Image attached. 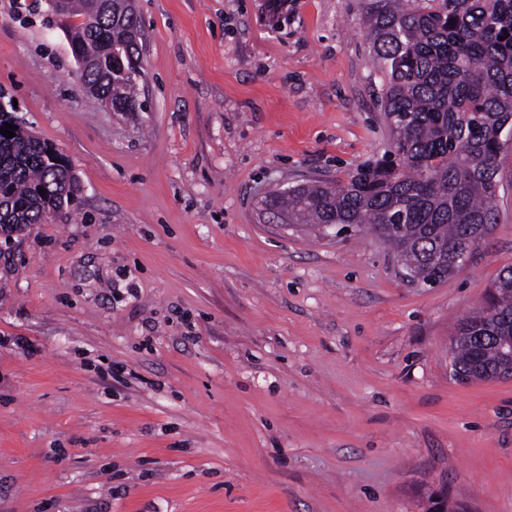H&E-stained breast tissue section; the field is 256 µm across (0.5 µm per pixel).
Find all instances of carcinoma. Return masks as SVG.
Returning <instances> with one entry per match:
<instances>
[{"label":"carcinoma","instance_id":"carcinoma-1","mask_svg":"<svg viewBox=\"0 0 512 512\" xmlns=\"http://www.w3.org/2000/svg\"><path fill=\"white\" fill-rule=\"evenodd\" d=\"M48 8L87 67L79 90L114 112L146 109L140 23L133 0H59ZM365 29L377 69V95L390 133L385 155L342 181L309 179L269 191L264 213L282 224L368 229L413 278L436 284L454 257L498 223L499 154L512 134V0H372ZM505 40H499L500 36ZM0 106V236L43 223L74 200L70 160ZM44 189L46 195L39 194ZM488 297L501 318L478 312L457 324L452 375L466 384L503 362L512 339V267Z\"/></svg>","mask_w":512,"mask_h":512}]
</instances>
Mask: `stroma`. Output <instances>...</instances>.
Listing matches in <instances>:
<instances>
[{
	"label": "stroma",
	"instance_id": "stroma-1",
	"mask_svg": "<svg viewBox=\"0 0 512 512\" xmlns=\"http://www.w3.org/2000/svg\"><path fill=\"white\" fill-rule=\"evenodd\" d=\"M367 0H135L143 112L92 107L45 0H0V89L76 201L0 252V512H512V379L451 374L512 266L409 282L360 232L276 224L266 190L383 153Z\"/></svg>",
	"mask_w": 512,
	"mask_h": 512
}]
</instances>
